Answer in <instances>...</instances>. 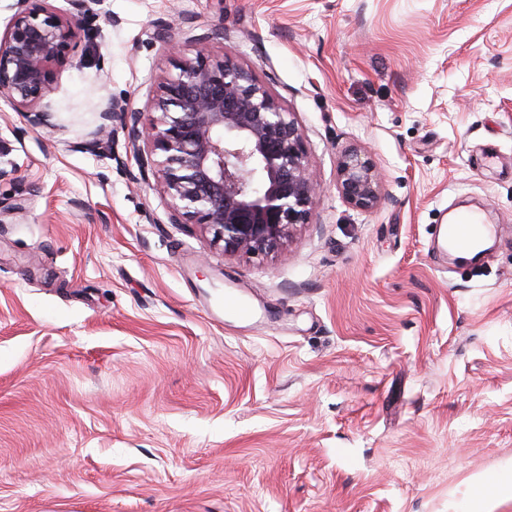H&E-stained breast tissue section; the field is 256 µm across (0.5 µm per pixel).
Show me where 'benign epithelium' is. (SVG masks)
<instances>
[{"label": "benign epithelium", "mask_w": 512, "mask_h": 512, "mask_svg": "<svg viewBox=\"0 0 512 512\" xmlns=\"http://www.w3.org/2000/svg\"><path fill=\"white\" fill-rule=\"evenodd\" d=\"M69 2L71 10L59 13L47 0H17L0 33V94L33 126L48 122L42 102L53 65L95 33L87 0ZM101 119L100 135L125 134L142 180L158 175L172 200L168 223L200 226L226 255L279 252L310 223L318 184L296 114L228 55L214 60L197 50L159 83L152 111L111 98ZM337 171L342 201L372 210L380 186L371 160L349 148Z\"/></svg>", "instance_id": "1"}]
</instances>
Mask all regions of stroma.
<instances>
[{"instance_id": "obj_1", "label": "stroma", "mask_w": 512, "mask_h": 512, "mask_svg": "<svg viewBox=\"0 0 512 512\" xmlns=\"http://www.w3.org/2000/svg\"><path fill=\"white\" fill-rule=\"evenodd\" d=\"M88 8L56 129L0 96V512H471L512 474V0ZM200 34L303 130L321 189L283 253L168 223L124 134L85 148ZM465 205L497 228L477 263L442 245ZM338 192L353 209L368 212L379 200V180L371 160L355 148L345 149L338 158Z\"/></svg>"}]
</instances>
